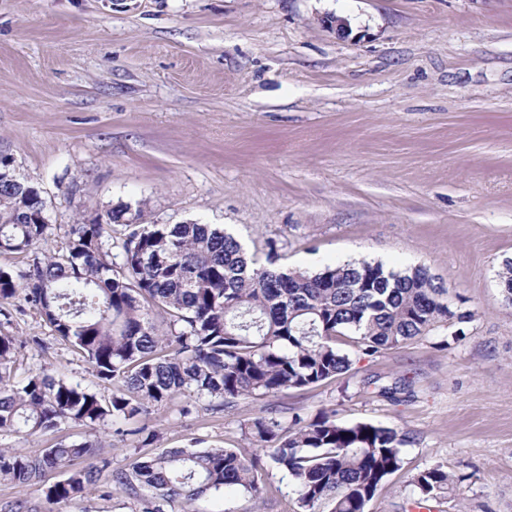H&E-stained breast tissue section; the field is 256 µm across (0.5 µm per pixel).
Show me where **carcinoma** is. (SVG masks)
<instances>
[{"instance_id": "obj_1", "label": "carcinoma", "mask_w": 512, "mask_h": 512, "mask_svg": "<svg viewBox=\"0 0 512 512\" xmlns=\"http://www.w3.org/2000/svg\"><path fill=\"white\" fill-rule=\"evenodd\" d=\"M142 208L119 203L106 217L78 220L53 251L40 248L48 225L41 187L0 159V253L26 259L0 268V302L32 305L57 340L112 383L104 398L44 372L18 380L15 354L25 345L0 336V434L44 435L62 423L115 432L149 445L155 433L142 415L184 397L183 416L222 411L239 399L261 400L312 388L346 373L352 356H374L426 337L456 317L448 289L424 267L404 272L348 261L317 272L244 256L240 242L213 224H143ZM512 305V259L498 273ZM236 448H168L112 470L100 484L90 460L96 444L60 441L37 456L0 448V481L40 486L60 503L93 491L124 493L139 512H190L206 495L242 492L257 500L267 470L284 471L294 512H366L402 470L406 435L367 422L339 424L320 412L286 424L262 409ZM65 478L45 485L47 473ZM424 498L454 490L440 466L415 474ZM148 491L145 496L142 491Z\"/></svg>"}]
</instances>
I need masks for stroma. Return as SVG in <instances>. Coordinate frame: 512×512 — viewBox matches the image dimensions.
<instances>
[{
    "instance_id": "obj_1",
    "label": "stroma",
    "mask_w": 512,
    "mask_h": 512,
    "mask_svg": "<svg viewBox=\"0 0 512 512\" xmlns=\"http://www.w3.org/2000/svg\"><path fill=\"white\" fill-rule=\"evenodd\" d=\"M345 18L348 37L328 28ZM43 190V249L77 218L143 204L147 224L224 225L282 263L425 266L466 322L358 356L338 379L225 411L154 407L153 454L234 448L259 407L335 413L407 433L367 512H410L408 482L458 476L434 512H512V0H0V157ZM0 334L37 336L15 374L46 369L108 397L36 309L0 305ZM402 384L397 400L383 386ZM33 512H132L90 495Z\"/></svg>"
}]
</instances>
